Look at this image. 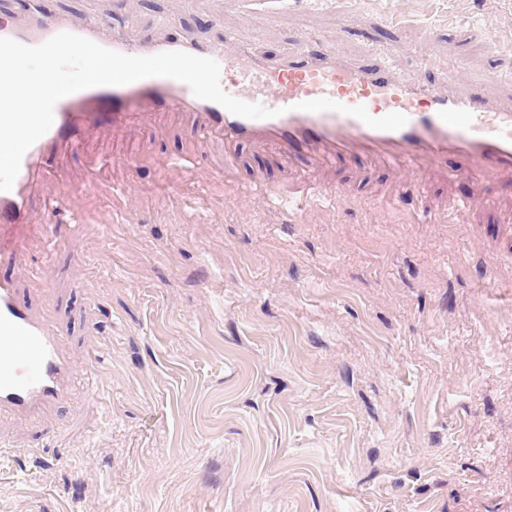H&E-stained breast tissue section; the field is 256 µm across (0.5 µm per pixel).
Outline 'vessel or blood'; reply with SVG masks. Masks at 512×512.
Returning <instances> with one entry per match:
<instances>
[{
    "mask_svg": "<svg viewBox=\"0 0 512 512\" xmlns=\"http://www.w3.org/2000/svg\"><path fill=\"white\" fill-rule=\"evenodd\" d=\"M61 32L127 55L184 51L212 58L220 66L221 84L228 94L262 104L277 115L258 120L233 115L168 77L87 88L63 97L54 107L49 131L25 153L12 189L0 191V259L13 256L29 229L30 189L36 179L49 175L43 166L47 152L76 145L91 127L114 128L161 112H190L204 134L228 142L267 139L290 154L321 146L336 155L360 146L382 164L404 171L451 154L465 156L480 176L492 169L512 168V96L493 99L457 94L417 79L410 69L388 60L365 65L336 48L324 56L297 52L271 63L245 49L230 53L223 44L202 43L185 35L145 43L107 29L94 15L75 19L48 13L40 0H27L25 24L0 15V37L26 45H40ZM319 97L365 106L374 117L400 112L408 121L401 129L387 131L335 111L299 110V102ZM284 192L303 201L337 195L336 190L311 180L286 191L278 186L265 188L269 196ZM68 343L53 309L35 313L23 307L14 281L0 278V414L34 422L68 399L70 383L77 376Z\"/></svg>",
    "mask_w": 512,
    "mask_h": 512,
    "instance_id": "1",
    "label": "vessel or blood"
}]
</instances>
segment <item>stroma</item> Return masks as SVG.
I'll return each mask as SVG.
<instances>
[{
    "mask_svg": "<svg viewBox=\"0 0 512 512\" xmlns=\"http://www.w3.org/2000/svg\"><path fill=\"white\" fill-rule=\"evenodd\" d=\"M45 8L138 38L230 32L271 58L332 42L366 63L380 49L407 66L424 56L425 80L512 93V57L479 32L512 28V0ZM122 156L136 167L76 197L83 223L45 252L43 200ZM45 162L55 177L33 187L35 228L0 275L22 305L54 308L76 370L103 362L39 426L0 416V512H512L511 169L477 180L451 156L416 170L433 216L418 224L383 207L402 176L364 152L326 164L266 140L228 146L189 113L93 128ZM307 174L340 190L334 207L295 215L245 192ZM112 186L127 189L119 214ZM463 198L470 212L445 223ZM32 268L43 289L26 288Z\"/></svg>",
    "mask_w": 512,
    "mask_h": 512,
    "instance_id": "35a3bbf8",
    "label": "stroma"
}]
</instances>
